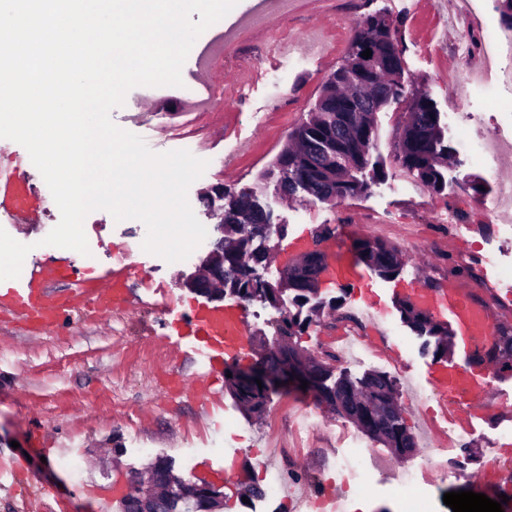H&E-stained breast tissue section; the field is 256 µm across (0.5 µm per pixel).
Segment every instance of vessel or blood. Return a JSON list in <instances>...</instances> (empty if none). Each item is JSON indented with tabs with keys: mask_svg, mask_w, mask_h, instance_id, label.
I'll use <instances>...</instances> for the list:
<instances>
[{
	"mask_svg": "<svg viewBox=\"0 0 512 512\" xmlns=\"http://www.w3.org/2000/svg\"><path fill=\"white\" fill-rule=\"evenodd\" d=\"M29 195L23 174L11 173L5 182L0 183V211L22 222L34 220L41 207L32 203ZM138 274V267L129 263L89 280L72 262L59 258L18 278L0 281V308L22 317L39 329L50 330L59 325L75 304L93 305L104 313L126 305L127 283ZM328 274L333 283H355L363 288L365 296L373 294L365 272L344 253H334ZM61 279L73 280L75 285L73 292L64 298L48 290L49 282ZM399 289L419 308L445 317L455 338L460 339L465 347L492 344L496 310L475 301L456 283L431 290L408 282L400 284ZM177 322L184 335L202 342L209 360L206 384L211 388L205 402L221 406L220 395L214 392L213 387L218 383L225 363L242 365L250 358L243 312L233 303L197 306L179 314ZM426 382L435 389L443 402L444 412L452 415L456 426L464 431L473 430L478 414L467 409L466 404L481 399L489 391L487 371L455 363H436L427 369Z\"/></svg>",
	"mask_w": 512,
	"mask_h": 512,
	"instance_id": "1",
	"label": "vessel or blood"
}]
</instances>
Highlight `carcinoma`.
I'll return each instance as SVG.
<instances>
[{
    "label": "carcinoma",
    "instance_id": "carcinoma-1",
    "mask_svg": "<svg viewBox=\"0 0 512 512\" xmlns=\"http://www.w3.org/2000/svg\"><path fill=\"white\" fill-rule=\"evenodd\" d=\"M371 50L376 70L361 76L365 58ZM405 61L397 37V29L383 25L376 16L368 15L355 23L350 49L342 64L323 84L322 92L307 118L288 136L289 145L272 163L265 177L280 176L288 165L314 179L312 196L318 201H341L367 192L382 179L383 170L372 160L378 136V99L387 98L388 106L404 111L405 119L396 144V160L407 173L418 178L435 192L445 188L444 166L454 148L448 144V130L440 124V113L424 93L404 83ZM267 217L252 199L242 193L232 196L224 210V230L211 245V250L224 254V291L247 302L269 303L280 309L274 336H256L261 350L259 362L276 373L279 354L288 352L292 373L308 381L318 401L334 413L355 423L374 440L392 449L398 456L412 452L416 443L405 425L402 408L397 403V383L389 375L372 372L360 378L347 374L334 377L333 367L325 360L296 346L293 337L311 318L300 319V313L288 309L284 295L292 292V302L308 303L319 288L301 276L295 283L280 288V293L252 277L255 264L267 255L251 251L249 241L264 234ZM361 257L366 265L382 276L395 273L403 265V255L393 244L361 239ZM402 312L412 329L420 336L435 339L434 354L441 359L453 346L448 324L439 322L428 312L417 311L412 302H402ZM500 373H512V325L499 324L492 346ZM226 388L248 415L257 417L266 410L275 390L268 386L243 384L225 378ZM150 496L149 512H195L194 504L179 497L167 498L158 489L182 476L174 468L158 460L146 468Z\"/></svg>",
    "mask_w": 512,
    "mask_h": 512
}]
</instances>
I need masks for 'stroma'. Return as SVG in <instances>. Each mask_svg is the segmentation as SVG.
<instances>
[{"label":"stroma","instance_id":"stroma-1","mask_svg":"<svg viewBox=\"0 0 512 512\" xmlns=\"http://www.w3.org/2000/svg\"><path fill=\"white\" fill-rule=\"evenodd\" d=\"M448 0H288L287 10H269L261 23H245L256 0H239L224 23L236 27L222 61L210 71L220 96L207 112L193 111L180 88L130 90L123 107L112 111L113 122L142 137L155 152L180 149L192 142L195 155L207 160L204 175L189 191L190 205L216 238L217 222L208 215L206 197L215 188L253 192L285 225L283 237L266 243L271 258L258 265L264 280L279 281V252L289 240L323 229L332 232L329 245L353 253L359 238L396 245L404 264L391 277L371 273L373 302L353 284L324 287V316L312 320L294 341L317 356H330L335 372L359 377L383 372L393 377L404 405L403 416L414 436L430 427L431 410L411 405L410 386L426 387L432 353L411 329L400 309L395 286L417 279L419 285H443L451 265L477 267L480 278H459V285L479 298L504 303L499 319L512 325V288L504 278L512 267V241L497 225L480 221L497 179L512 175V158L489 173L471 149L476 125L512 127V88L487 82L475 87L467 101L457 102L450 90L459 76L474 77L477 61L463 64L454 56L459 32L443 27ZM383 12L398 27L404 48L405 79L432 98L455 148L441 192L425 187L394 159L401 113L387 108L377 115L376 154L385 176L368 193L342 201L319 202L276 193L262 174L288 143L289 133L314 106L322 85L344 59L356 20ZM281 75L283 91L272 85ZM479 178L483 190L465 187ZM57 206H45L40 223L12 224L0 214V227L30 245L23 267L32 269L59 256L72 259L92 279L120 264L141 268L130 285L131 304L89 319L72 314L56 332L31 335L27 325L0 313V468L19 464L22 471L11 489H0V512H117L119 489L148 463L173 460L186 479L204 478L227 499L223 512H311L307 505L318 486L335 480L342 489L346 512H403L394 490L398 471L418 472V489L432 504L431 512H452L445 493L470 490L503 503L512 512V376L491 374L490 395L473 431H455L446 447L416 449L396 456L363 433L350 420L331 413L314 395L288 382L278 386L261 417L242 411L232 399L224 409L207 414L190 384L209 368L201 342L177 336L174 314L205 304L231 302V295L205 297L190 290L185 279L195 261L166 262L146 253L145 225L134 219L115 221L106 211L90 213L84 231L91 255L42 246L50 225L58 223ZM359 453L384 462L367 468L359 481L347 480L340 466L351 442ZM142 453H134L133 445ZM76 459L71 474L65 459ZM233 466L251 485L265 477L280 478L285 498L259 497L243 502L238 487L224 483L225 466ZM363 494H355V487Z\"/></svg>","mask_w":512,"mask_h":512}]
</instances>
